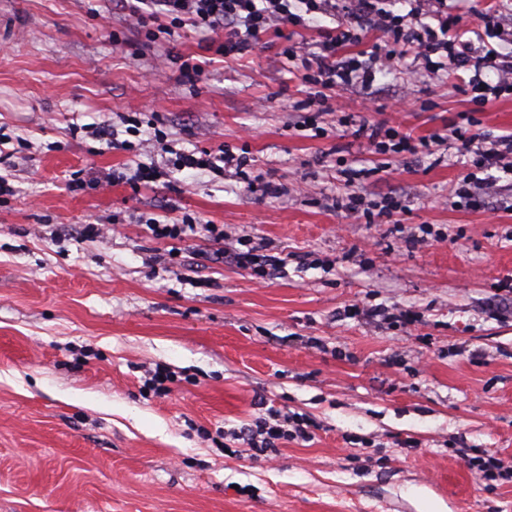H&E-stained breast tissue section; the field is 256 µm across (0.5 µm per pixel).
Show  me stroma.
<instances>
[{
  "mask_svg": "<svg viewBox=\"0 0 512 512\" xmlns=\"http://www.w3.org/2000/svg\"><path fill=\"white\" fill-rule=\"evenodd\" d=\"M210 43L188 25L146 37L114 0H0V512H512V482L469 464L486 451L512 466V175L461 206L474 152L452 141L364 181L366 206L402 211L367 222L335 204L344 161L367 157L340 116L417 138L466 112L496 137L512 95L480 105L420 62L377 74L370 109L337 89L311 138L286 39L228 63ZM176 55L203 62L198 82ZM222 145L247 179L132 177ZM89 168L126 178L71 184ZM152 218L195 229L158 240ZM241 239L287 256L285 273L212 261ZM272 407L313 440L259 457L232 439Z\"/></svg>",
  "mask_w": 512,
  "mask_h": 512,
  "instance_id": "stroma-1",
  "label": "stroma"
}]
</instances>
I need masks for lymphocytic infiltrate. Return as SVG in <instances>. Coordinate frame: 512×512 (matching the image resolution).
I'll use <instances>...</instances> for the list:
<instances>
[{
    "mask_svg": "<svg viewBox=\"0 0 512 512\" xmlns=\"http://www.w3.org/2000/svg\"><path fill=\"white\" fill-rule=\"evenodd\" d=\"M392 0H137L130 5L131 16L140 25L161 19L169 24L190 23L191 26L215 33L216 52L225 59L255 51L269 33H283L298 26L303 15L346 13L345 25L325 32L316 49L297 45L284 53L295 63L303 82L315 86L313 97L319 111L330 109L331 90L343 85L365 89L371 87L382 70L404 69L408 61L438 59L446 74L468 73L467 87L478 94L481 102L512 91V54L496 51L489 45L477 46L465 39L459 28L461 17L454 13L448 0H412L406 14L391 8ZM379 35L365 58L339 56L340 47L361 42L365 33ZM494 71L496 83L483 78L484 71ZM364 139L372 154L389 157L419 156L431 153L433 147L453 139L462 145L479 144L473 172L458 183L455 194L466 206H478V191L490 190L493 182L477 177V170L499 167L512 172V134L494 138L481 131L477 122L454 127L450 134L434 133L414 138L399 127L386 123H359L355 131ZM246 160L221 148L215 152L177 153L174 170H222L242 174ZM255 448L275 447L281 440L308 442L312 439L305 418L293 416L282 421L279 411H269L267 418L240 433Z\"/></svg>",
    "mask_w": 512,
    "mask_h": 512,
    "instance_id": "1",
    "label": "lymphocytic infiltrate"
}]
</instances>
